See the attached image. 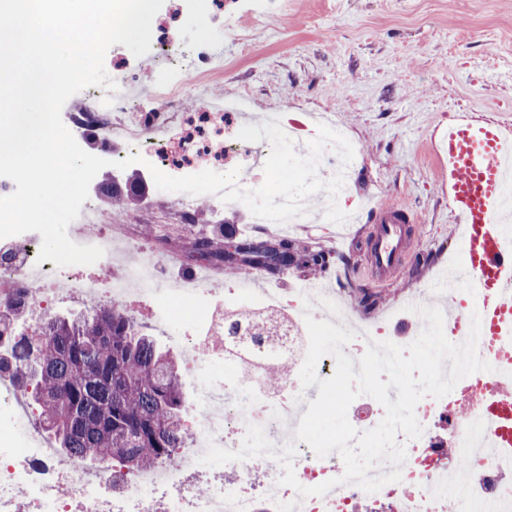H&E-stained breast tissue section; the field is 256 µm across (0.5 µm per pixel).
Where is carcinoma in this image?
<instances>
[{"instance_id": "1", "label": "carcinoma", "mask_w": 512, "mask_h": 512, "mask_svg": "<svg viewBox=\"0 0 512 512\" xmlns=\"http://www.w3.org/2000/svg\"><path fill=\"white\" fill-rule=\"evenodd\" d=\"M256 242L272 254L277 247L306 257L304 269L328 271L333 252L301 248L292 239L269 241L237 234L219 224L195 237L193 253L208 264L253 275L276 271L246 249ZM27 307L14 303L0 313V374L12 377L31 396L40 422L66 454L79 461L115 460L139 472L174 457L191 433L182 423L180 375L157 342L121 309L100 308L64 318L49 315L39 331L19 330Z\"/></svg>"}]
</instances>
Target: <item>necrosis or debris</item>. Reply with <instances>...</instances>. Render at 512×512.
Returning a JSON list of instances; mask_svg holds the SVG:
<instances>
[{
    "label": "necrosis or debris",
    "mask_w": 512,
    "mask_h": 512,
    "mask_svg": "<svg viewBox=\"0 0 512 512\" xmlns=\"http://www.w3.org/2000/svg\"><path fill=\"white\" fill-rule=\"evenodd\" d=\"M150 101H142L127 81L117 91L86 88L81 98L62 114L75 139L88 132L122 143L125 153L141 155L161 171L185 176L211 169L225 173L240 169L238 184L260 187L265 179L260 157L268 141L240 140L244 112L243 94L219 102L201 101L198 109L184 112L180 101L186 89L205 85L214 71L223 69L224 57L202 52L192 57H165ZM132 105V112L117 117L118 102ZM209 207L213 223L237 211L238 203H223L216 195L174 194L170 223L161 227L171 235L174 227L196 219L199 203ZM7 257L0 260V301L25 298L30 315L56 307L60 298L83 300L91 308L109 304L127 309L131 297L163 303L168 312L159 321L173 327L169 311L177 304L207 295L204 286L179 291L164 287L151 269L155 249L144 250L138 264L125 268L111 287H99L83 269L63 272L52 261H38L41 236L27 232L6 238ZM336 293L315 288H294L288 296H276L265 305L241 310L237 327L224 321V305L213 302L205 315L202 334L180 332L183 344L195 351L188 363L199 370L201 357L231 366L223 380L201 379L189 404L196 427L189 447L179 449L174 464L149 472H127L107 461L92 468L79 466L56 449L40 445L38 432L20 410L18 385L0 384V512H361L366 503L382 505L387 512H512V482L505 480L501 459H480L478 443L494 434L497 422L489 415L493 398L480 379H462L452 399H421L415 414L424 427L419 439L406 442L401 481L366 493L343 484L322 496L307 498L294 488L280 485L281 464L270 457H255L210 468L199 458L208 443L238 450L248 424L263 426L275 447L293 439L307 402L299 401V365L309 336L306 316L325 320L336 308ZM473 461L478 475L458 488L450 472L456 459ZM262 466L266 478L255 484L252 471ZM299 484L312 487L341 477L345 466L339 454L317 457L306 443H298L293 461ZM210 479L198 489L195 476Z\"/></svg>",
    "instance_id": "necrosis-or-debris-1"
}]
</instances>
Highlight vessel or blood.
I'll return each mask as SVG.
<instances>
[{
  "label": "vessel or blood",
  "mask_w": 512,
  "mask_h": 512,
  "mask_svg": "<svg viewBox=\"0 0 512 512\" xmlns=\"http://www.w3.org/2000/svg\"><path fill=\"white\" fill-rule=\"evenodd\" d=\"M448 194L464 228L463 265L442 274L439 287L457 279L476 295L482 335L495 339L512 333V252L503 246L500 221L503 185L512 174V142L493 127L473 123L449 126L444 135ZM370 231L373 279L381 281L405 268L409 229L416 218L404 207L379 209Z\"/></svg>",
  "instance_id": "vessel-or-blood-1"
}]
</instances>
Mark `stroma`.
I'll list each match as a JSON object with an SVG mask.
<instances>
[{"label": "stroma", "mask_w": 512, "mask_h": 512, "mask_svg": "<svg viewBox=\"0 0 512 512\" xmlns=\"http://www.w3.org/2000/svg\"><path fill=\"white\" fill-rule=\"evenodd\" d=\"M263 0L254 16L252 0H233L227 17L248 24L252 51L239 58L238 45L223 39L217 22L202 20L199 0H185L178 50H224V70L208 86L182 97L183 111L201 99L249 89L248 113L311 112L331 121L358 156L350 203L359 215L339 235L311 223L280 236L319 245L349 261L351 291L342 306L359 319L378 322L395 312L403 296L432 288L459 250L455 207L442 167V135L460 120L495 125L512 133V0ZM144 190L130 212L113 211V224L140 234L143 213H165L169 195L144 174ZM404 206L414 213V257L405 270L382 283L368 277L370 210ZM301 273L263 281L211 276L217 297L250 307L287 292ZM380 295L374 311L356 300L357 289ZM200 308L176 309L167 330L144 312L142 323L176 362L186 351L176 330L198 320Z\"/></svg>", "instance_id": "stroma-1"}]
</instances>
